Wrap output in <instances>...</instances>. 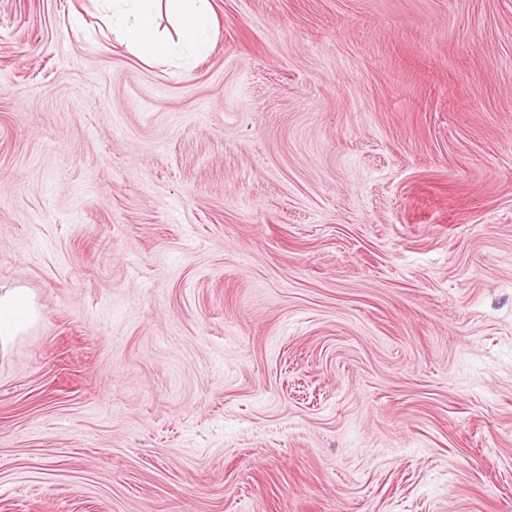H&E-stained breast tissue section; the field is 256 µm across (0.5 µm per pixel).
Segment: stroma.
<instances>
[{"instance_id":"stroma-1","label":"stroma","mask_w":512,"mask_h":512,"mask_svg":"<svg viewBox=\"0 0 512 512\" xmlns=\"http://www.w3.org/2000/svg\"><path fill=\"white\" fill-rule=\"evenodd\" d=\"M210 5L0 0V512H512V0ZM112 11V26L122 43L141 59L170 52L158 31L156 2L160 0H96ZM167 14L178 25V45L194 57L208 54L213 18L210 0H163ZM40 313L27 288L0 287V350L5 352L17 336L38 322Z\"/></svg>"}]
</instances>
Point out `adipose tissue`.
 Returning <instances> with one entry per match:
<instances>
[{"mask_svg": "<svg viewBox=\"0 0 512 512\" xmlns=\"http://www.w3.org/2000/svg\"><path fill=\"white\" fill-rule=\"evenodd\" d=\"M178 25V44L193 56L208 54L212 44L213 18L210 0H104L112 13V26L122 43L142 59L167 55L170 46L157 25V3ZM40 313L30 291L0 287V350L30 330Z\"/></svg>", "mask_w": 512, "mask_h": 512, "instance_id": "1", "label": "adipose tissue"}]
</instances>
